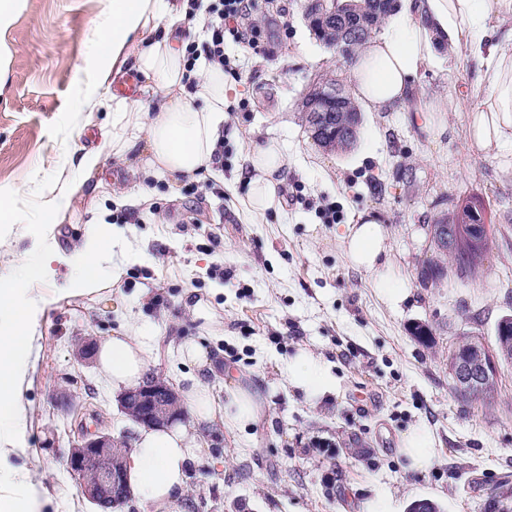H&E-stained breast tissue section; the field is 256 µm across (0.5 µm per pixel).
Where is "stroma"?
<instances>
[{"label": "stroma", "instance_id": "1", "mask_svg": "<svg viewBox=\"0 0 512 512\" xmlns=\"http://www.w3.org/2000/svg\"><path fill=\"white\" fill-rule=\"evenodd\" d=\"M111 7L16 0L0 24V192H26L15 223H0L2 278L34 250L49 191L81 179V155L112 137L109 93L97 82L109 63L95 53ZM239 26L261 35L252 47L224 38L242 105L224 119L211 176L174 183L132 174L111 156L98 195L79 198L57 225V243L70 249L94 211H111L122 231L112 259L126 269L110 289L61 299L42 317L18 464L52 496L46 512H97L67 466L70 450L86 430L130 440L137 428L97 363L80 361L75 347L127 325L158 335L152 371L178 394L195 377L216 398L238 382L264 400L261 421L247 429L205 427L224 461L192 464L191 512H363L379 490L394 512L419 499L444 512H485L491 491L512 483V362L498 367L494 403L470 404L453 388L448 351L466 333L493 341L499 318L512 315V154L472 149L474 100L437 113L438 134L408 112L362 113L357 145L326 150L312 139L301 101L319 75L348 79L347 59L315 38L302 0L266 2ZM476 78L474 63L442 44L419 84L430 99ZM267 140L285 148L288 175L279 206L255 222L232 185L246 150ZM472 197L485 202L491 229L480 277L452 268L442 284L422 286V267L437 258L428 225ZM331 207L332 224L324 219ZM362 212L388 233V258L373 271L354 267L339 240ZM383 281L407 288V299L389 302ZM196 301L214 325L191 314ZM418 324L429 329L427 341L414 335ZM190 338L217 371L181 357ZM302 350L327 365L336 392L311 402L289 386L288 362ZM419 425L432 431L436 458L410 472L401 440Z\"/></svg>", "mask_w": 512, "mask_h": 512}]
</instances>
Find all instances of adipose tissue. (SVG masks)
Segmentation results:
<instances>
[{
  "mask_svg": "<svg viewBox=\"0 0 512 512\" xmlns=\"http://www.w3.org/2000/svg\"><path fill=\"white\" fill-rule=\"evenodd\" d=\"M188 11V0H112L97 41V51L110 61L111 70L99 80L117 83L127 70H134L142 79L141 95L158 98V110L151 113L129 98L113 96L112 138L105 148L82 156L83 179L45 202L46 230L59 224L75 197L97 195L99 186L88 177L104 172V151L119 158L137 155L138 171L148 176L196 180L211 171L224 114L240 91L218 65L201 56L189 59L185 44L175 38ZM440 41L473 60L481 76L455 96L427 103L416 79ZM350 80L363 111L410 112L423 126L431 125L436 113L478 98L472 143L482 152L499 153L512 144V0H396L386 31L358 50ZM244 162L245 205L257 220L277 203L288 156L277 142L268 141L248 150ZM113 236L112 225L87 224L79 248L67 252L47 246L37 258L17 261L15 277L0 282V512H43L50 503L30 469L7 465L18 453L12 437L25 418L24 393L33 382L30 364L39 350L37 321L48 304L42 297L17 304L19 288L54 281L62 268L63 295L100 293L125 273L124 265L112 261ZM340 242L360 269H375L388 254L385 228L369 217L347 225ZM97 364L113 391L122 393L142 384L153 364L152 349L145 337L123 328L100 341ZM288 382L310 400L332 388L326 370L306 351L294 357ZM187 395L192 423L139 428L125 457L131 491L152 512H189V467L204 453L199 443L203 423L217 421L237 430L262 415L258 394L238 384L229 387L220 408L200 380H192ZM435 444L424 428L404 434L401 452L407 470L429 468Z\"/></svg>",
  "mask_w": 512,
  "mask_h": 512,
  "instance_id": "obj_1",
  "label": "adipose tissue"
}]
</instances>
